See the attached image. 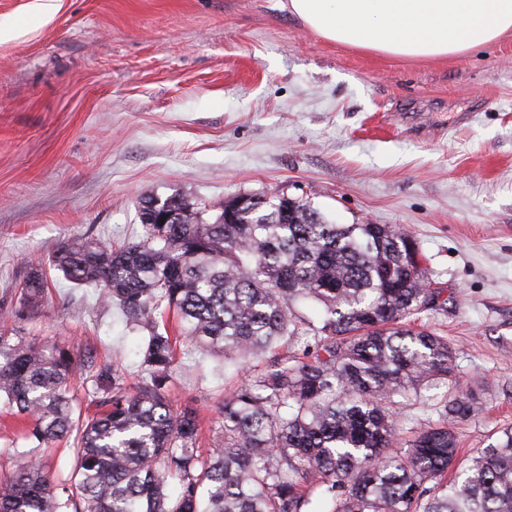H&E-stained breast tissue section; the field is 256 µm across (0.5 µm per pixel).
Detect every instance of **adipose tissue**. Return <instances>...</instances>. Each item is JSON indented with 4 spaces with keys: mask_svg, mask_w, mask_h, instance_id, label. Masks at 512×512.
<instances>
[{
    "mask_svg": "<svg viewBox=\"0 0 512 512\" xmlns=\"http://www.w3.org/2000/svg\"><path fill=\"white\" fill-rule=\"evenodd\" d=\"M325 40L393 56L451 57L512 35V0H288Z\"/></svg>",
    "mask_w": 512,
    "mask_h": 512,
    "instance_id": "adipose-tissue-1",
    "label": "adipose tissue"
}]
</instances>
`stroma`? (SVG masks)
I'll return each mask as SVG.
<instances>
[{
    "label": "stroma",
    "instance_id": "35a3bbf8",
    "mask_svg": "<svg viewBox=\"0 0 512 512\" xmlns=\"http://www.w3.org/2000/svg\"><path fill=\"white\" fill-rule=\"evenodd\" d=\"M0 0V329L116 362L143 385V340L94 289L29 262L61 241L142 234L138 204L180 195L212 219L279 189L339 224H402L443 289L421 320L482 408L459 459L512 426V37L446 59L324 40L288 0ZM168 384L214 427L242 377L180 347Z\"/></svg>",
    "mask_w": 512,
    "mask_h": 512
}]
</instances>
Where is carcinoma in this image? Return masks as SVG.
<instances>
[{
	"mask_svg": "<svg viewBox=\"0 0 512 512\" xmlns=\"http://www.w3.org/2000/svg\"><path fill=\"white\" fill-rule=\"evenodd\" d=\"M185 212L182 224H144L115 245L94 237L60 244L31 265L16 305L37 308L44 265L117 304L143 337L149 383L125 392L119 365L35 337L0 332V414L23 421V437L48 447L75 436V465L56 488L42 461L0 475V512H512V428L457 461L453 432L428 424L400 437L401 398L455 376L448 339L415 321L440 305L410 232L393 224H335L308 202L263 195L214 221L180 195L156 196ZM320 308L318 319L297 304ZM167 311L177 331L160 324ZM236 362L271 351L260 372L220 407L208 454L197 408L176 411L167 382L177 346ZM84 371L95 411L80 414L72 383ZM479 395L454 388L446 420L478 410ZM459 468L448 481V469ZM176 481V494L168 492Z\"/></svg>",
	"mask_w": 512,
	"mask_h": 512,
	"instance_id": "1",
	"label": "carcinoma"
}]
</instances>
